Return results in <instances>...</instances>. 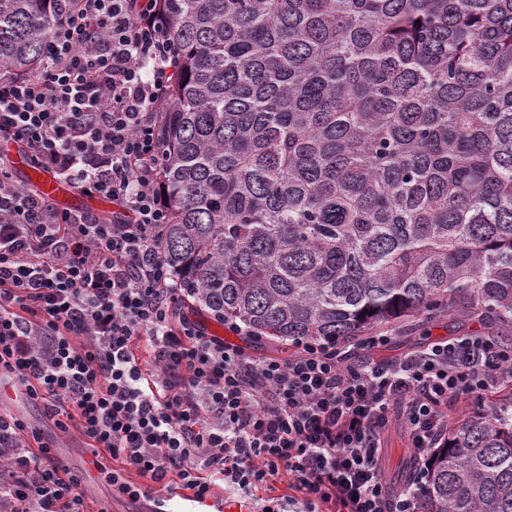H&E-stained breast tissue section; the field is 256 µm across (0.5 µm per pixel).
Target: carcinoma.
Here are the masks:
<instances>
[{
	"label": "carcinoma",
	"instance_id": "carcinoma-1",
	"mask_svg": "<svg viewBox=\"0 0 512 512\" xmlns=\"http://www.w3.org/2000/svg\"><path fill=\"white\" fill-rule=\"evenodd\" d=\"M161 240L189 298L272 341L446 314L512 345V0H159ZM60 21L0 0V70ZM426 512H512V415L452 429Z\"/></svg>",
	"mask_w": 512,
	"mask_h": 512
}]
</instances>
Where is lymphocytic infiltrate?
<instances>
[{"instance_id":"f902f5d3","label":"lymphocytic infiltrate","mask_w":512,"mask_h":512,"mask_svg":"<svg viewBox=\"0 0 512 512\" xmlns=\"http://www.w3.org/2000/svg\"><path fill=\"white\" fill-rule=\"evenodd\" d=\"M62 2L40 72L0 76V142L118 210L108 223L59 210L0 166V374L78 420L91 447L200 502L218 477L253 512H424L449 408L501 406L512 345L478 334L378 360L379 334L356 363L326 338L253 357L210 335L158 249V120L177 50L157 0ZM395 420L411 453L398 486L381 473ZM14 465L7 512H83L51 448ZM280 480L287 494L259 497Z\"/></svg>"}]
</instances>
